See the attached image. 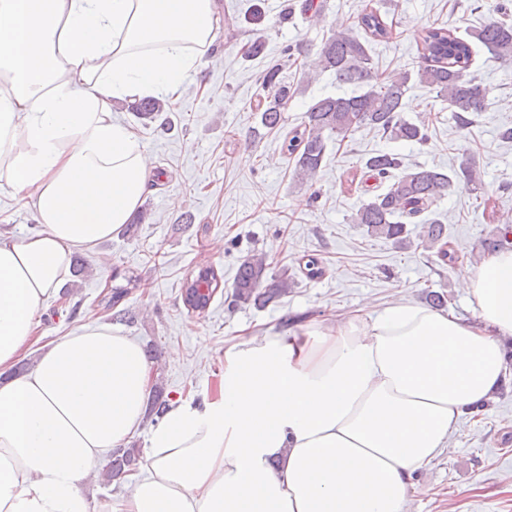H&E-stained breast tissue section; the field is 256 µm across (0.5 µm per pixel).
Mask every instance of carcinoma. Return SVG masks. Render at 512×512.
<instances>
[{"mask_svg":"<svg viewBox=\"0 0 512 512\" xmlns=\"http://www.w3.org/2000/svg\"><path fill=\"white\" fill-rule=\"evenodd\" d=\"M359 27L376 41L389 38L391 27L384 21L380 8L371 6L360 16ZM480 43L492 58L512 63V24L503 19L491 21L471 33L467 40L445 27H431L419 35L421 62L415 73H404L384 82L371 69L366 45L353 31L337 30L322 45L319 66L334 74L336 81L354 84L360 92L349 96H327L318 99L305 112L302 127H293L285 134L288 155L294 162L295 177L313 179L322 168L327 144L332 137H346L360 128H369L394 140L423 146L427 142L424 127L404 118V101L416 81L435 91L448 102V110L461 129L469 127L474 117L490 106V89L469 72L472 56L471 40ZM262 87L269 95L258 99L256 111L267 131L282 130L288 124L285 107L291 97L290 87L282 75V65L273 63L265 70ZM141 120L154 121L168 111L165 99H136L127 105ZM365 173L384 185L381 193L362 204L352 215L354 224L367 227V232L393 240L399 245L410 243L409 224L420 225L418 237L439 245L442 260L455 261L449 251L448 232L440 216L432 211L437 201L451 187L453 179L478 190L481 173L469 163L454 175L436 168H409L401 158L390 152H378L364 159ZM295 281L288 273H268L264 259L249 255L241 259L233 284L232 298L237 306L263 308L288 296ZM128 289L115 287L102 299L104 308L113 311L111 319L129 322L132 315L118 305ZM140 458V449L133 446L112 452L105 479L111 480L133 470Z\"/></svg>","mask_w":512,"mask_h":512,"instance_id":"cac0c4a2","label":"carcinoma"}]
</instances>
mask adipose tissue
I'll return each mask as SVG.
<instances>
[{
  "instance_id": "adipose-tissue-1",
  "label": "adipose tissue",
  "mask_w": 512,
  "mask_h": 512,
  "mask_svg": "<svg viewBox=\"0 0 512 512\" xmlns=\"http://www.w3.org/2000/svg\"><path fill=\"white\" fill-rule=\"evenodd\" d=\"M214 0H0V189L36 229L0 239V371L80 248L138 211L153 167L116 101L196 91ZM475 317L398 301L232 343L215 393L172 403L127 494L83 483L137 433L140 344L83 324L0 383V512H404L512 341V248L464 282Z\"/></svg>"
}]
</instances>
